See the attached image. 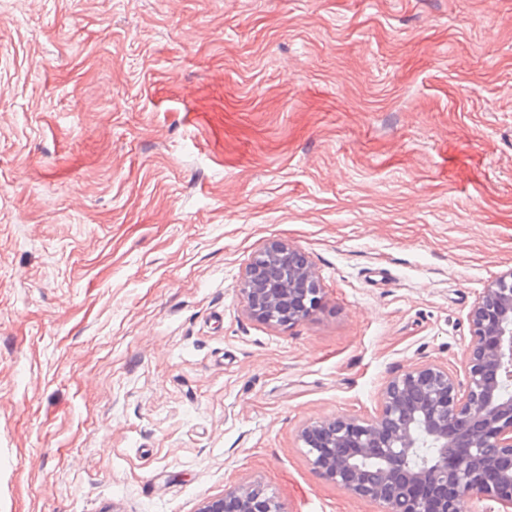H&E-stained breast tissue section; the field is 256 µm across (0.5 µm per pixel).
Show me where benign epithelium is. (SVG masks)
I'll use <instances>...</instances> for the list:
<instances>
[{"instance_id":"1","label":"benign epithelium","mask_w":512,"mask_h":512,"mask_svg":"<svg viewBox=\"0 0 512 512\" xmlns=\"http://www.w3.org/2000/svg\"><path fill=\"white\" fill-rule=\"evenodd\" d=\"M240 292L269 324L307 319L321 302L314 265L272 243L254 255ZM466 386L422 364L387 382L370 419L342 416L302 428L312 467L382 512H461L467 498L512 509V271L493 280L470 313ZM199 512H284L258 482L203 503Z\"/></svg>"}]
</instances>
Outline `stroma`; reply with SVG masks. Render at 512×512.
<instances>
[{
  "label": "stroma",
  "instance_id": "35a3bbf8",
  "mask_svg": "<svg viewBox=\"0 0 512 512\" xmlns=\"http://www.w3.org/2000/svg\"><path fill=\"white\" fill-rule=\"evenodd\" d=\"M511 270L512 0H0V512H381L301 428L464 378ZM314 265L298 249L272 243L254 255L240 292L248 310L269 324L290 326L307 319L322 298ZM199 512H284L277 497L258 482H246L226 491L224 496L207 500Z\"/></svg>",
  "mask_w": 512,
  "mask_h": 512
}]
</instances>
